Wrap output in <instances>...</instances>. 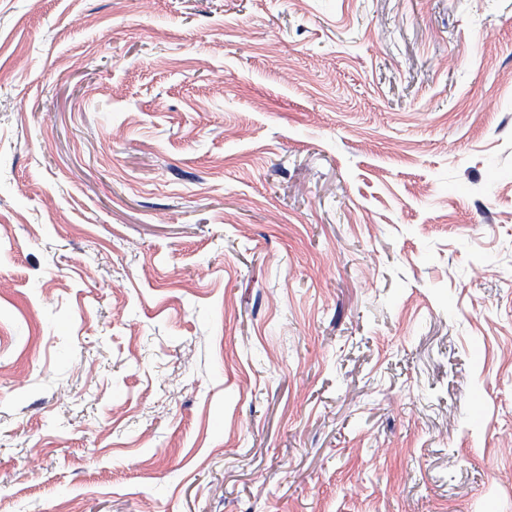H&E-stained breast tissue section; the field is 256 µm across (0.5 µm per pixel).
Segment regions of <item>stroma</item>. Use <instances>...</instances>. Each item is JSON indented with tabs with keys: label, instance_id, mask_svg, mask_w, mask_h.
<instances>
[{
	"label": "stroma",
	"instance_id": "1",
	"mask_svg": "<svg viewBox=\"0 0 512 512\" xmlns=\"http://www.w3.org/2000/svg\"><path fill=\"white\" fill-rule=\"evenodd\" d=\"M505 434L512 0H0V512H512Z\"/></svg>",
	"mask_w": 512,
	"mask_h": 512
}]
</instances>
